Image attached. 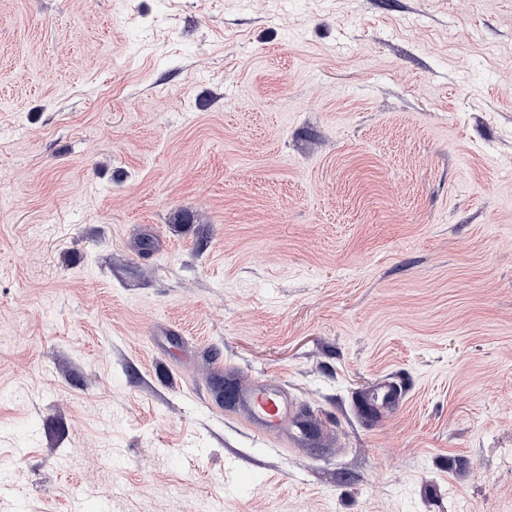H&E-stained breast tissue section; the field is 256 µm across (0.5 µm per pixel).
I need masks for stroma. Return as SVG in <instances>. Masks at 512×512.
I'll use <instances>...</instances> for the list:
<instances>
[{"instance_id": "35a3bbf8", "label": "stroma", "mask_w": 512, "mask_h": 512, "mask_svg": "<svg viewBox=\"0 0 512 512\" xmlns=\"http://www.w3.org/2000/svg\"><path fill=\"white\" fill-rule=\"evenodd\" d=\"M208 503L512 512V0H0V512ZM234 405L256 436L277 435L289 444L306 445L316 433V423L293 409L284 388L274 387L261 378L238 381Z\"/></svg>"}]
</instances>
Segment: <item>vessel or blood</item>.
Wrapping results in <instances>:
<instances>
[{"label": "vessel or blood", "mask_w": 512, "mask_h": 512, "mask_svg": "<svg viewBox=\"0 0 512 512\" xmlns=\"http://www.w3.org/2000/svg\"><path fill=\"white\" fill-rule=\"evenodd\" d=\"M234 405L244 414L251 433L275 435L291 444H307L315 433V423L293 409L284 389L254 378L238 382Z\"/></svg>", "instance_id": "1"}]
</instances>
